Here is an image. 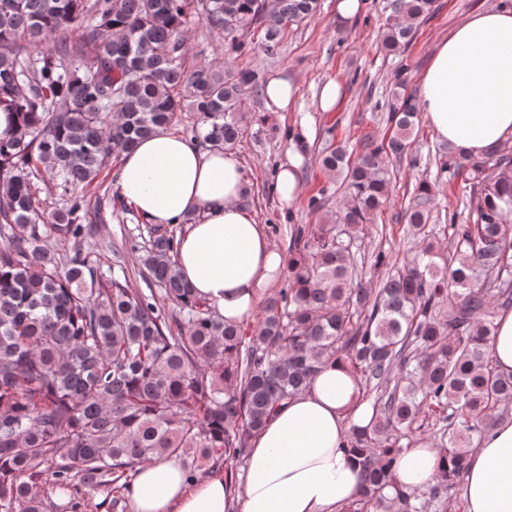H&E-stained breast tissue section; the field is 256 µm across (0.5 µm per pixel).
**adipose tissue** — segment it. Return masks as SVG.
<instances>
[{
  "label": "adipose tissue",
  "instance_id": "obj_1",
  "mask_svg": "<svg viewBox=\"0 0 512 512\" xmlns=\"http://www.w3.org/2000/svg\"><path fill=\"white\" fill-rule=\"evenodd\" d=\"M420 107L456 156L512 147V10L478 11L456 26L431 56ZM245 183L233 153L163 130L122 154L115 184L143 223L184 224L178 268L231 324L254 321L287 264L243 205ZM369 418L349 367L326 362L251 438L243 484L218 470L191 480L179 460H153L138 465L124 488L128 512H341L361 491L346 433ZM440 465L432 444L412 445L397 460L396 482L425 488ZM464 502V512H512V420L486 433L469 455Z\"/></svg>",
  "mask_w": 512,
  "mask_h": 512
}]
</instances>
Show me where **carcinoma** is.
Returning a JSON list of instances; mask_svg holds the SVG:
<instances>
[{
  "instance_id": "carcinoma-1",
  "label": "carcinoma",
  "mask_w": 512,
  "mask_h": 512,
  "mask_svg": "<svg viewBox=\"0 0 512 512\" xmlns=\"http://www.w3.org/2000/svg\"><path fill=\"white\" fill-rule=\"evenodd\" d=\"M0 0V108L17 129L0 141V512H58L51 493L84 487L115 508L119 481L145 461L175 458L188 478L245 457L251 437L323 363L342 358L367 425L348 447L363 466L360 497L343 512H442L465 461L512 405V375L491 357L499 306H512V157L435 158L405 210L414 254L400 262L367 247L390 201L392 158L418 126L408 68L383 103L389 138L354 148L326 140L324 173L345 186L321 224L292 228L284 282L256 321L227 325L182 277L177 237L155 234L138 252L141 283L107 277L84 255L94 236L91 188L110 160L195 113L194 137L232 150L260 71L187 57L198 17L234 36L249 23L277 50L286 28L319 0ZM433 0H391L381 48L404 55ZM467 175L483 200L460 223L439 210L448 179ZM56 181L65 206L40 207L37 181ZM453 250L435 245L434 224ZM431 438L446 459L428 491L403 489V449ZM49 485L51 493H40Z\"/></svg>"
}]
</instances>
